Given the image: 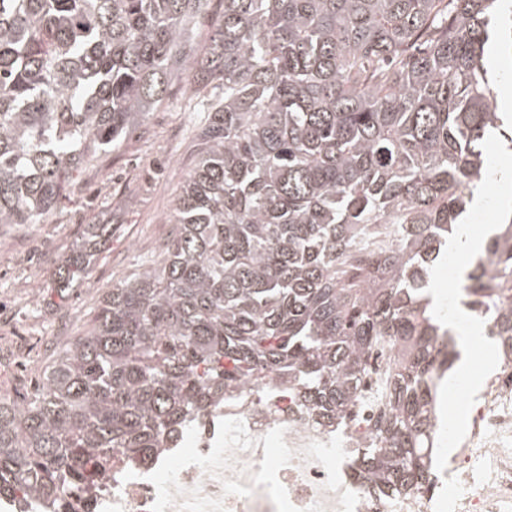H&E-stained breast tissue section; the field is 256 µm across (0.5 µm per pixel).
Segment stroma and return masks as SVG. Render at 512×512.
I'll list each match as a JSON object with an SVG mask.
<instances>
[{
    "label": "stroma",
    "instance_id": "1",
    "mask_svg": "<svg viewBox=\"0 0 512 512\" xmlns=\"http://www.w3.org/2000/svg\"><path fill=\"white\" fill-rule=\"evenodd\" d=\"M205 118L189 85L174 83L132 136L75 175L45 223L0 225V336L17 337L24 349L18 364L0 346V383L16 396L34 392L52 347L84 335L107 288L156 259ZM89 224L110 225L111 241L80 287H55L57 268Z\"/></svg>",
    "mask_w": 512,
    "mask_h": 512
}]
</instances>
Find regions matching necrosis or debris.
<instances>
[{
  "label": "necrosis or debris",
  "instance_id": "necrosis-or-debris-1",
  "mask_svg": "<svg viewBox=\"0 0 512 512\" xmlns=\"http://www.w3.org/2000/svg\"><path fill=\"white\" fill-rule=\"evenodd\" d=\"M396 359L389 342L371 354L339 427L317 421L276 379L259 394L248 384L220 394L151 465L66 488V512H512V355L486 380L465 439L429 491L386 500L350 479L388 411ZM448 485L456 493L447 503Z\"/></svg>",
  "mask_w": 512,
  "mask_h": 512
}]
</instances>
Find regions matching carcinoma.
<instances>
[{"label":"carcinoma","mask_w":512,"mask_h":512,"mask_svg":"<svg viewBox=\"0 0 512 512\" xmlns=\"http://www.w3.org/2000/svg\"><path fill=\"white\" fill-rule=\"evenodd\" d=\"M0 0V224H41L78 169L115 149L174 79L219 90L153 264L105 291L21 404L0 402V497L61 512L115 451L148 465L210 399L278 377L336 422L371 351L401 345L389 412L354 478L424 492L439 390L461 351L430 309V269L504 129L495 0ZM88 247L111 235L90 224ZM462 285L512 351V218ZM88 252L56 287L85 277Z\"/></svg>","instance_id":"obj_1"}]
</instances>
